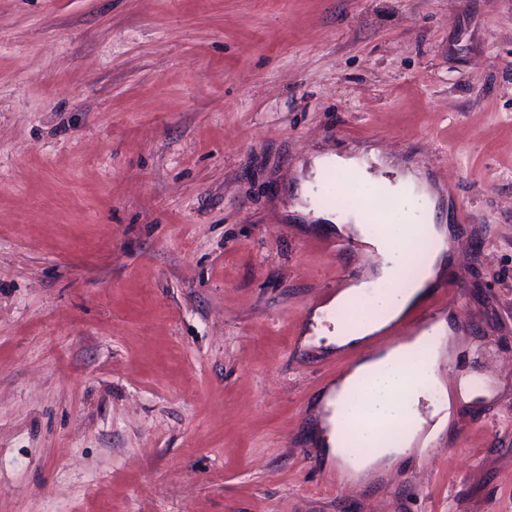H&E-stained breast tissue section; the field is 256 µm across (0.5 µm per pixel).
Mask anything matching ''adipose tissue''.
<instances>
[{
    "label": "adipose tissue",
    "mask_w": 512,
    "mask_h": 512,
    "mask_svg": "<svg viewBox=\"0 0 512 512\" xmlns=\"http://www.w3.org/2000/svg\"><path fill=\"white\" fill-rule=\"evenodd\" d=\"M334 169L350 175L358 190L392 197L396 205L382 214L380 223H368L359 212H351L349 223H340L332 212L318 209L313 201L324 188L325 171ZM305 202V215L336 233L353 235L367 244L377 256L379 265L373 275L336 294L333 306L354 309L364 306L359 321L346 320L327 334L328 344L339 349H354L368 337L380 333L403 313L418 304L437 276L446 271L452 256L447 244L452 233L446 225L433 223L436 199L409 173L390 179L370 171L365 158L323 154L312 158L309 171L298 190ZM440 240L441 246L424 260L417 279L394 288L393 282L406 263L409 247L424 238ZM440 350L428 348L424 337L411 340L356 359L347 373L323 399L330 416V429L322 442L326 458L337 456L348 438L349 419L362 415L366 420L357 436L364 447L374 449L371 457L354 458L347 466L354 478L373 479L390 469L401 457L410 454L418 436L434 440L444 433L447 415H438L433 425H426L419 410L421 396L407 390L403 379L407 371L426 368V381L441 386L437 373Z\"/></svg>",
    "instance_id": "obj_1"
}]
</instances>
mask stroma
I'll return each mask as SVG.
<instances>
[{
	"label": "stroma",
	"mask_w": 512,
	"mask_h": 512,
	"mask_svg": "<svg viewBox=\"0 0 512 512\" xmlns=\"http://www.w3.org/2000/svg\"><path fill=\"white\" fill-rule=\"evenodd\" d=\"M372 148L453 231L451 419L352 485L304 338L371 257L292 209ZM510 368L512 0H0V512H512Z\"/></svg>",
	"instance_id": "1"
}]
</instances>
